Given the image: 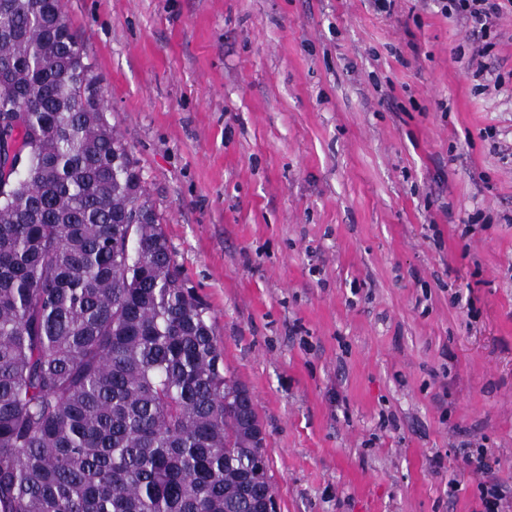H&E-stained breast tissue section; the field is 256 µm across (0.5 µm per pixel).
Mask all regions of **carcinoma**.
Instances as JSON below:
<instances>
[{"instance_id":"cac0c4a2","label":"carcinoma","mask_w":512,"mask_h":512,"mask_svg":"<svg viewBox=\"0 0 512 512\" xmlns=\"http://www.w3.org/2000/svg\"><path fill=\"white\" fill-rule=\"evenodd\" d=\"M0 512L276 506L224 366L61 0H0Z\"/></svg>"}]
</instances>
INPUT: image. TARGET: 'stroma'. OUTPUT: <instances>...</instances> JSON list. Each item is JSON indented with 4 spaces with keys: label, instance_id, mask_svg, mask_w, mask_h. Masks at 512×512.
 <instances>
[{
    "label": "stroma",
    "instance_id": "35a3bbf8",
    "mask_svg": "<svg viewBox=\"0 0 512 512\" xmlns=\"http://www.w3.org/2000/svg\"><path fill=\"white\" fill-rule=\"evenodd\" d=\"M62 9L257 404L277 512L512 497V13L493 91L436 0ZM472 443L467 442L461 448H469L464 450L462 455L463 463L471 467L476 466L477 471H490L494 464L498 461L494 458V453L490 448H486L484 445H478L476 448H471ZM481 500L483 512H505L502 509L507 502V495L501 484L493 481L484 483L481 487Z\"/></svg>",
    "mask_w": 512,
    "mask_h": 512
}]
</instances>
